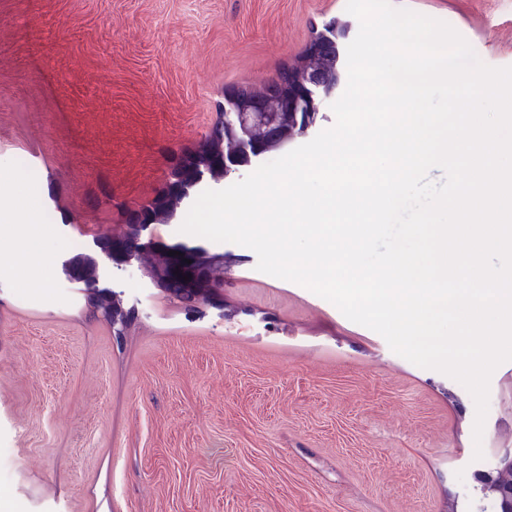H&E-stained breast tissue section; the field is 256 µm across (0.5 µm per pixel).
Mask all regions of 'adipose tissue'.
Instances as JSON below:
<instances>
[{"label":"adipose tissue","instance_id":"adipose-tissue-1","mask_svg":"<svg viewBox=\"0 0 512 512\" xmlns=\"http://www.w3.org/2000/svg\"><path fill=\"white\" fill-rule=\"evenodd\" d=\"M26 179L23 171H0V223L17 225L16 253L27 255L26 264H18L15 255H0V272L19 275L31 284H43L40 273V245L45 235L41 227L42 198L40 194L21 193L19 186Z\"/></svg>","mask_w":512,"mask_h":512}]
</instances>
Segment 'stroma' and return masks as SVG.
I'll return each mask as SVG.
<instances>
[{"label": "stroma", "mask_w": 512, "mask_h": 512, "mask_svg": "<svg viewBox=\"0 0 512 512\" xmlns=\"http://www.w3.org/2000/svg\"><path fill=\"white\" fill-rule=\"evenodd\" d=\"M512 66V0H392ZM346 0H0V166L40 154L31 184L72 216L125 223L222 120L224 93L293 63ZM224 254L223 309L190 313L137 266L99 265L134 319L90 315L51 231L45 287L0 274V500L15 512H467L473 474L512 450V361L475 403L303 286Z\"/></svg>", "instance_id": "stroma-1"}]
</instances>
